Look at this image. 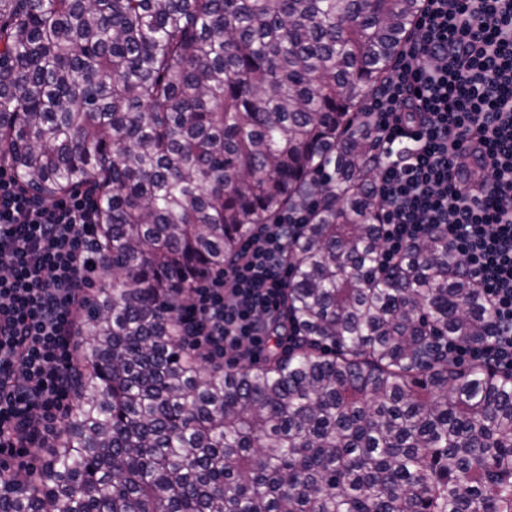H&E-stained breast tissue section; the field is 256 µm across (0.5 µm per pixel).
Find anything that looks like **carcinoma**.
<instances>
[{"label": "carcinoma", "instance_id": "1", "mask_svg": "<svg viewBox=\"0 0 512 512\" xmlns=\"http://www.w3.org/2000/svg\"><path fill=\"white\" fill-rule=\"evenodd\" d=\"M421 8L0 0V162L43 201L94 195L109 275L62 439L0 512H512V377L442 352L490 338L488 305L442 238L381 263L362 115ZM312 191L298 344L187 358L185 288Z\"/></svg>", "mask_w": 512, "mask_h": 512}]
</instances>
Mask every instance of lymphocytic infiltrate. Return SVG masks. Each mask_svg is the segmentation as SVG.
<instances>
[{"label":"lymphocytic infiltrate","instance_id":"lymphocytic-infiltrate-1","mask_svg":"<svg viewBox=\"0 0 512 512\" xmlns=\"http://www.w3.org/2000/svg\"><path fill=\"white\" fill-rule=\"evenodd\" d=\"M382 151L383 262L443 237L492 314L487 342L449 341L450 360L512 375V0H423L391 77L365 113ZM317 199L281 212L234 260L201 274L180 308L185 348L250 364L286 318L288 257ZM102 258L92 201H40L0 174V485L50 447L71 399L75 328Z\"/></svg>","mask_w":512,"mask_h":512}]
</instances>
